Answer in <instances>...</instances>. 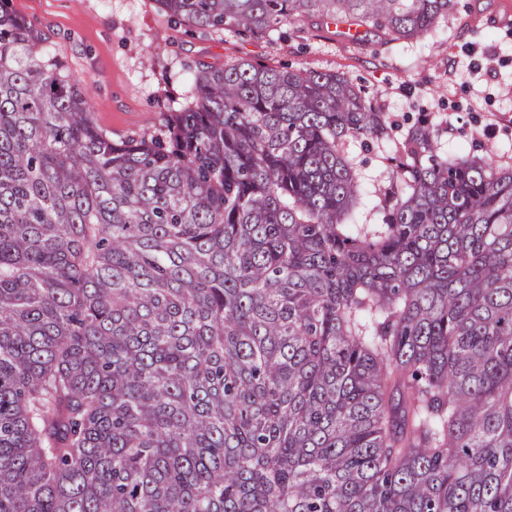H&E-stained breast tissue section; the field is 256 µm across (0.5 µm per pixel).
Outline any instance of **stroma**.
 Segmentation results:
<instances>
[{"label": "stroma", "instance_id": "stroma-1", "mask_svg": "<svg viewBox=\"0 0 512 512\" xmlns=\"http://www.w3.org/2000/svg\"><path fill=\"white\" fill-rule=\"evenodd\" d=\"M80 83L95 122L113 137L158 129L183 105L197 67L240 60L340 73L377 110L445 122L444 150L481 146L512 164V0H462L417 42L355 48L310 19L274 39L202 31L161 12L155 0H12Z\"/></svg>", "mask_w": 512, "mask_h": 512}]
</instances>
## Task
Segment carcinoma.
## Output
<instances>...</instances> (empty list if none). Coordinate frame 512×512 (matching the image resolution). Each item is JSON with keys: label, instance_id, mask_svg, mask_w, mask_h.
<instances>
[{"label": "carcinoma", "instance_id": "1", "mask_svg": "<svg viewBox=\"0 0 512 512\" xmlns=\"http://www.w3.org/2000/svg\"><path fill=\"white\" fill-rule=\"evenodd\" d=\"M0 0V512H512V166L241 60L113 138ZM424 39L458 0H155ZM393 147V142H389L385 145H380L379 148H375L370 155H366L364 152H361L359 142L350 143L349 149L355 155L359 154V160L368 157L366 164H359L358 166L359 179L363 183L368 195H371L372 190L384 191L390 187V170L386 167L381 157L388 154Z\"/></svg>", "mask_w": 512, "mask_h": 512}]
</instances>
